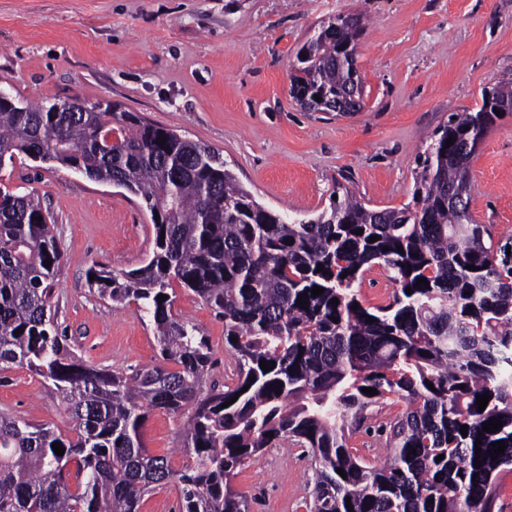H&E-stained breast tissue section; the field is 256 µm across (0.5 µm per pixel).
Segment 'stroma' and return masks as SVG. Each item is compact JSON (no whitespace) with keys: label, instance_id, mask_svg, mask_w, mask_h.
<instances>
[{"label":"stroma","instance_id":"obj_1","mask_svg":"<svg viewBox=\"0 0 512 512\" xmlns=\"http://www.w3.org/2000/svg\"><path fill=\"white\" fill-rule=\"evenodd\" d=\"M357 14L365 104L336 115L302 109L288 70L321 22ZM512 80V0H0V88L20 102L86 97L117 105L219 152L266 209L309 220L329 210L337 186L367 207L412 200L418 158L453 114L472 110L483 88ZM470 212L494 243L512 240V112L497 119L470 163ZM0 184L37 196L64 256L54 282L55 319L76 356L132 373L159 365L153 329L135 305L113 306L88 270L141 267L154 245L144 202L127 190L24 157ZM174 314L212 348L206 384L237 381L224 322L184 288ZM371 407L350 436L375 464L388 455L385 425L405 411ZM0 411L69 433L59 393L24 366L0 372ZM185 416L151 411L147 450L181 467ZM312 470L286 441L233 478L250 512H307Z\"/></svg>","mask_w":512,"mask_h":512}]
</instances>
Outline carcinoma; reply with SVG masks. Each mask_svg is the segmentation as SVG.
<instances>
[{"label": "carcinoma", "instance_id": "obj_1", "mask_svg": "<svg viewBox=\"0 0 512 512\" xmlns=\"http://www.w3.org/2000/svg\"><path fill=\"white\" fill-rule=\"evenodd\" d=\"M322 29L338 40L319 35L299 49L290 94L299 103L319 95L312 111L338 101L339 114L358 112L363 90L349 92L361 24L339 13ZM501 106L512 107V81L436 133L419 156L413 205L371 209L338 186L330 211L301 222L262 207L214 149L134 112L0 106V169L38 158L118 181L145 202L148 262L89 274L101 297L143 312L164 361L128 377L73 355L51 314L63 254L49 216L33 195L0 187V371L24 365L52 382L73 423L68 436L0 413V512H139L144 495L169 485L182 512H249L231 477L284 440L311 457L309 512H494L500 479L512 472V244L486 245V227L473 222L469 166ZM376 264L392 299L366 307L354 284ZM175 283L224 319L238 368L224 390L204 391L206 337L174 316L172 299L157 300ZM314 286L323 293L312 296ZM304 293L306 310L296 305ZM262 360L276 366L265 372ZM391 395L409 409L390 422L389 460L373 465L349 448L350 431ZM185 408L186 462L176 469L146 450L140 429L152 410ZM492 418L502 428L483 431ZM497 441L505 451L493 460Z\"/></svg>", "mask_w": 512, "mask_h": 512}]
</instances>
